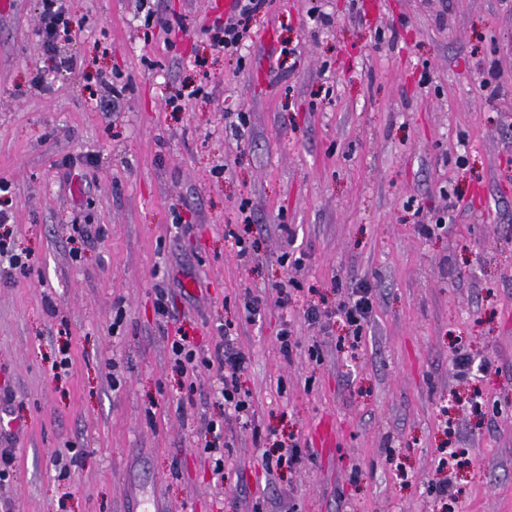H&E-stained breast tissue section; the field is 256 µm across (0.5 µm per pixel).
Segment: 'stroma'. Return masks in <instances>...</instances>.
<instances>
[{"label":"stroma","instance_id":"obj_1","mask_svg":"<svg viewBox=\"0 0 512 512\" xmlns=\"http://www.w3.org/2000/svg\"><path fill=\"white\" fill-rule=\"evenodd\" d=\"M66 3L86 27L58 53L83 66L38 88L39 0H0V179L36 257L0 279V512H512V0H266L238 57L211 45L224 0H146L183 20L167 38L134 0ZM105 74L129 84L112 112ZM243 210L252 262L225 236ZM362 283L351 350L325 312ZM224 327L245 423L169 357L176 330L209 356ZM459 351L491 370L459 375ZM289 435L300 460L267 469ZM202 434L204 435V448L213 454L214 458V474L217 479L224 478V448H229V443L224 442V424L212 419L202 422ZM223 441V442H222Z\"/></svg>","mask_w":512,"mask_h":512}]
</instances>
